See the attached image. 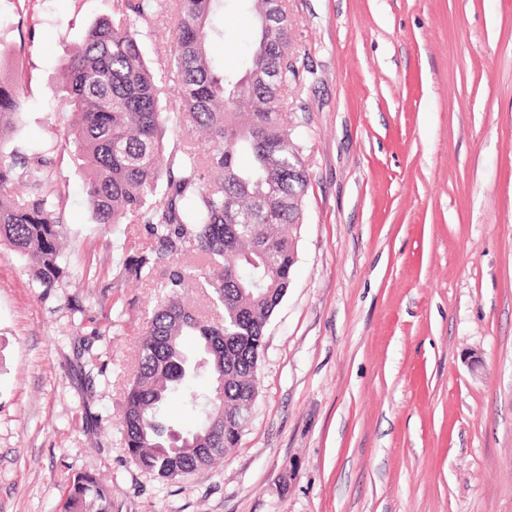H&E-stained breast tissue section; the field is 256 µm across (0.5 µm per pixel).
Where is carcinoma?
<instances>
[{
	"label": "carcinoma",
	"mask_w": 512,
	"mask_h": 512,
	"mask_svg": "<svg viewBox=\"0 0 512 512\" xmlns=\"http://www.w3.org/2000/svg\"><path fill=\"white\" fill-rule=\"evenodd\" d=\"M177 14L170 70L154 73L132 17L148 19L158 0H116L82 44L64 57L56 111L71 115L65 147L77 160L94 223L145 224L150 241L123 259L122 275L170 260L168 293L140 338L123 393L121 427L129 458L163 483L211 466L235 447L256 394L265 327L287 291L296 262L285 226L300 224L308 176L288 128V91L299 81L290 51L288 0H247L254 30L239 75L217 67L211 44L223 37L224 0H173ZM13 46L0 36V245L24 258L40 287L64 277L60 264L66 180L51 150L9 147L21 124V84L4 72ZM178 97L169 100V83ZM182 114L187 137L167 150V114ZM20 184L25 193L16 195ZM203 290L215 320L193 311L187 281ZM203 371L209 387L188 390ZM175 393L199 423L179 430L164 410ZM63 512H112L110 490L89 473L73 476Z\"/></svg>",
	"instance_id": "carcinoma-1"
}]
</instances>
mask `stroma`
Segmentation results:
<instances>
[{"label":"stroma","mask_w":512,"mask_h":512,"mask_svg":"<svg viewBox=\"0 0 512 512\" xmlns=\"http://www.w3.org/2000/svg\"><path fill=\"white\" fill-rule=\"evenodd\" d=\"M114 0L0 6L21 43L17 140L62 137L58 63ZM288 94L309 177L290 285L236 448L163 484L127 456L121 394L166 263L118 277L145 225L91 219L69 155L62 263L43 291L0 252V512H61L88 472L112 512H512V0H288ZM176 15L137 21L154 69ZM224 0L211 54L242 70ZM106 327L83 345L73 309Z\"/></svg>","instance_id":"stroma-1"}]
</instances>
